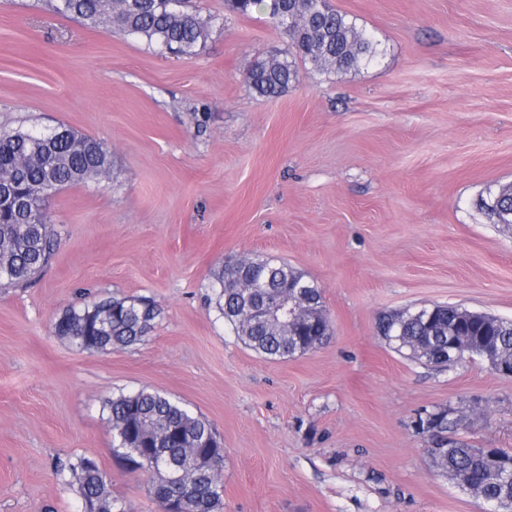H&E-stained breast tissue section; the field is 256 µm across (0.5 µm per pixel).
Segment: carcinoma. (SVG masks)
I'll use <instances>...</instances> for the list:
<instances>
[{"label": "carcinoma", "instance_id": "cac0c4a2", "mask_svg": "<svg viewBox=\"0 0 512 512\" xmlns=\"http://www.w3.org/2000/svg\"><path fill=\"white\" fill-rule=\"evenodd\" d=\"M231 9L246 16L263 11L270 22L290 39L293 52L319 71L347 72L379 56L378 42L364 29L328 4L327 0H225ZM49 0L60 15L81 17L95 27L112 17V29L143 39L161 50L168 48L179 57L196 55L206 41L207 23L197 13L172 9L170 0ZM298 71L288 57L260 58L252 65L247 82L261 97H277L297 80ZM111 151L100 140L81 136L66 126L51 130H0V287H22L51 260L57 238L50 228L46 209L49 187L58 188L108 176ZM500 199H480V207L496 223L512 219V191H499ZM233 262L224 263L212 288L224 320L235 334L258 354L280 360L296 354L298 343L320 345L331 336L329 324L314 331L297 329L281 333L261 323L244 324L243 310L235 295L224 290V275ZM249 276L268 281L286 294L288 284L306 287L307 299L323 305L318 285L295 272L285 262L261 260ZM433 313L416 317L413 312L385 316L379 329L389 346L398 353L427 366L441 367L448 342L464 336L470 346L482 350L512 351V320L477 317L458 324L459 308L434 305ZM160 311L146 297L111 296L80 309L72 308L58 319L57 335L82 348L95 345L112 349L143 340L154 328ZM108 420L115 432V453L131 470L154 478L152 489L159 503L178 492L185 512H220L224 496V457L214 456L206 468L198 465L196 454L218 443L209 423L194 415L180 402L158 392L141 389L122 394L106 403ZM458 421L448 412L427 420L431 436L454 430ZM493 463L485 450L448 441L441 468L464 475L471 494L494 500L502 512H512V472L492 475ZM71 475L81 503L96 512H123L112 497L111 480L97 462L80 457L61 467Z\"/></svg>", "mask_w": 512, "mask_h": 512}]
</instances>
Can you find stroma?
Instances as JSON below:
<instances>
[{"label": "stroma", "instance_id": "1", "mask_svg": "<svg viewBox=\"0 0 512 512\" xmlns=\"http://www.w3.org/2000/svg\"><path fill=\"white\" fill-rule=\"evenodd\" d=\"M377 62L301 64L276 98L255 60L287 48L267 16L192 0L195 56L0 0V129L60 125L107 143L109 180L47 210L59 247L0 289V512H78L59 464L94 459L125 512H160L113 453L106 400L139 389L204 417L224 448L223 512H484L435 468L420 419L512 451V378L467 359L393 351L382 316L453 305L512 320V226L478 206L512 184V0H329ZM284 259L318 284L332 334L266 359L217 309L225 260ZM146 296L135 345L90 353L57 336L66 309Z\"/></svg>", "mask_w": 512, "mask_h": 512}]
</instances>
